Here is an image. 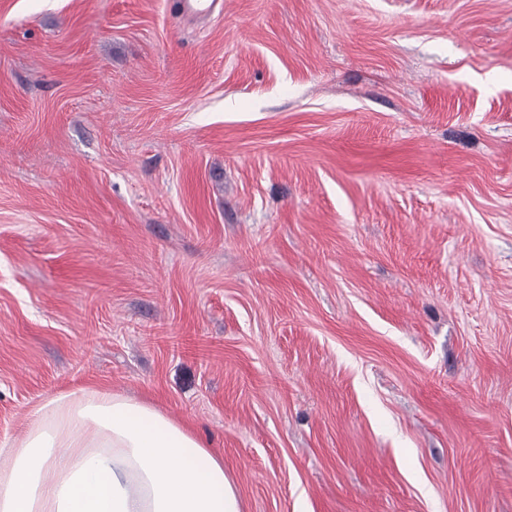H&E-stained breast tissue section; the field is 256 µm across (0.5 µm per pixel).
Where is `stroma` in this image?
Listing matches in <instances>:
<instances>
[{"instance_id":"35a3bbf8","label":"stroma","mask_w":512,"mask_h":512,"mask_svg":"<svg viewBox=\"0 0 512 512\" xmlns=\"http://www.w3.org/2000/svg\"><path fill=\"white\" fill-rule=\"evenodd\" d=\"M77 388L242 512H512V0H0V444Z\"/></svg>"}]
</instances>
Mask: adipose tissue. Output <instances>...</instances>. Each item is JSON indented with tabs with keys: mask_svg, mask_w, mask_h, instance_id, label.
Here are the masks:
<instances>
[{
	"mask_svg": "<svg viewBox=\"0 0 512 512\" xmlns=\"http://www.w3.org/2000/svg\"><path fill=\"white\" fill-rule=\"evenodd\" d=\"M0 512H241L224 462L155 407L78 389L0 446Z\"/></svg>",
	"mask_w": 512,
	"mask_h": 512,
	"instance_id": "ef3b65f1",
	"label": "adipose tissue"
}]
</instances>
